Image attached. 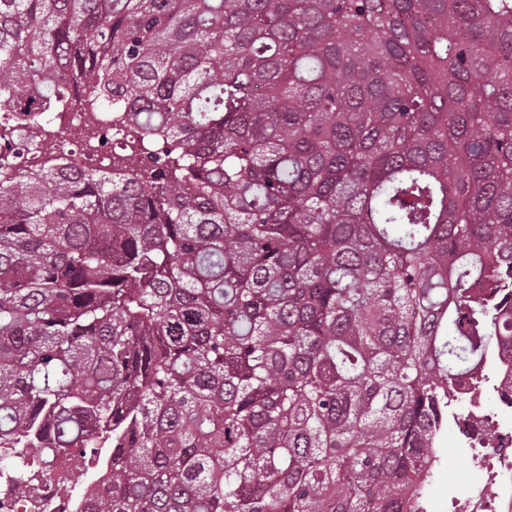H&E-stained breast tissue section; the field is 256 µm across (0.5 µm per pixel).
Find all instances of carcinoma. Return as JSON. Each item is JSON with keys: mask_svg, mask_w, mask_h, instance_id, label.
<instances>
[{"mask_svg": "<svg viewBox=\"0 0 512 512\" xmlns=\"http://www.w3.org/2000/svg\"><path fill=\"white\" fill-rule=\"evenodd\" d=\"M81 91L112 170L0 183V462L112 449L89 512H425L512 342V0H0V113Z\"/></svg>", "mask_w": 512, "mask_h": 512, "instance_id": "obj_1", "label": "carcinoma"}]
</instances>
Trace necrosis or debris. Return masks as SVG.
Returning a JSON list of instances; mask_svg holds the SVG:
<instances>
[{"label": "necrosis or debris", "instance_id": "1", "mask_svg": "<svg viewBox=\"0 0 512 512\" xmlns=\"http://www.w3.org/2000/svg\"><path fill=\"white\" fill-rule=\"evenodd\" d=\"M116 136L108 112L96 118L76 110L56 113L45 118L36 137L28 122L0 123V159L13 158L10 165L0 166V182L12 180L20 169L36 171L49 157L64 166L111 168ZM488 365L495 375L490 391L498 398L496 407L467 395V412L453 416L460 446L471 455L480 477L478 489L461 500V512H512V416L502 414L512 407V349H491ZM71 467L60 456L39 462L34 485L22 498L11 475L0 470V512H80L81 499L65 492Z\"/></svg>", "mask_w": 512, "mask_h": 512}]
</instances>
